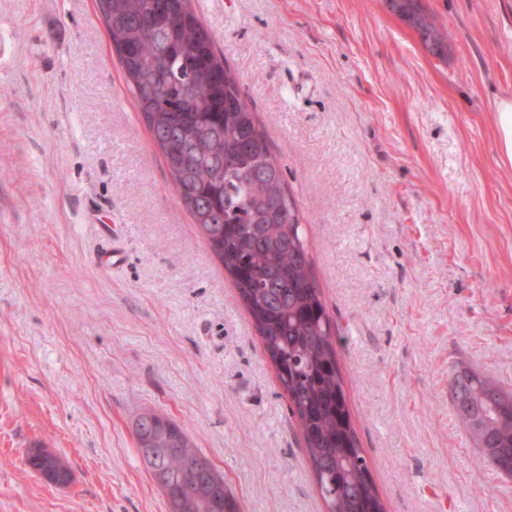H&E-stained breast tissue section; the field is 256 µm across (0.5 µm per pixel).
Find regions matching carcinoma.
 I'll list each match as a JSON object with an SVG mask.
<instances>
[{
    "mask_svg": "<svg viewBox=\"0 0 512 512\" xmlns=\"http://www.w3.org/2000/svg\"><path fill=\"white\" fill-rule=\"evenodd\" d=\"M388 2L430 52L443 53L446 41L432 14L414 0ZM99 7L172 183L182 188L184 207L231 277L277 370L327 512H385L351 422L299 211L235 76L191 0H99ZM214 208L224 223H208ZM450 398L464 427L473 416L483 420L485 444L501 453L481 463L501 472L512 459V394L489 374L465 370L454 375ZM145 432L158 447L175 449L153 466L167 474L165 493L180 512H239L215 467L217 483L192 471L207 457L179 424L155 412L152 423H135L136 444ZM27 463L55 471L52 482L71 481L68 462L44 448L33 449Z\"/></svg>",
    "mask_w": 512,
    "mask_h": 512,
    "instance_id": "1",
    "label": "carcinoma"
}]
</instances>
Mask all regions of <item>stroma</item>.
<instances>
[{"instance_id": "obj_1", "label": "stroma", "mask_w": 512, "mask_h": 512, "mask_svg": "<svg viewBox=\"0 0 512 512\" xmlns=\"http://www.w3.org/2000/svg\"><path fill=\"white\" fill-rule=\"evenodd\" d=\"M192 0L302 215L352 424L387 512H512L449 398L512 393V0ZM118 248L119 265L101 263ZM161 412L242 512H325L286 392L180 205L97 0H0V512H168ZM66 458L35 475L30 448ZM421 0H385L390 2L389 10L395 13L403 22L412 28L420 37L422 44L434 54H442L446 41L438 34V23L436 18L423 8L422 5L415 7L412 2ZM420 14L415 20L413 14ZM500 113L499 139L503 153L512 160V98L505 97L496 101ZM33 451L27 456L28 465L34 468L52 469L57 474L48 478L55 483H69L71 481V470L68 462L61 456L47 451L44 448H32ZM51 460L52 464L48 461ZM62 472V474H60Z\"/></svg>"}]
</instances>
